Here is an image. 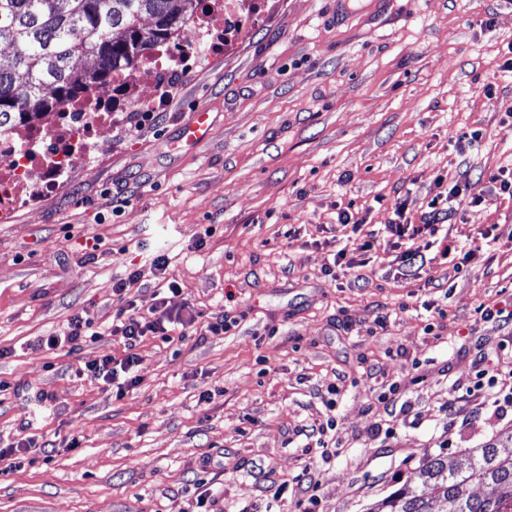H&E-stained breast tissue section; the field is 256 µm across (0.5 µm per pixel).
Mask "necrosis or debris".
Returning <instances> with one entry per match:
<instances>
[{"instance_id":"necrosis-or-debris-1","label":"necrosis or debris","mask_w":512,"mask_h":512,"mask_svg":"<svg viewBox=\"0 0 512 512\" xmlns=\"http://www.w3.org/2000/svg\"><path fill=\"white\" fill-rule=\"evenodd\" d=\"M213 15V30L201 24L189 28L179 44L144 75L142 87L157 91L160 83L171 78L174 63L191 61L208 34L228 39L240 34L250 19V7L247 0H218ZM112 97L111 88H93L86 92L84 102L49 113L36 123L0 132V218H7L63 172L86 165L97 149L98 131L111 125L118 109Z\"/></svg>"}]
</instances>
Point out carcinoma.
<instances>
[{
	"label": "carcinoma",
	"mask_w": 512,
	"mask_h": 512,
	"mask_svg": "<svg viewBox=\"0 0 512 512\" xmlns=\"http://www.w3.org/2000/svg\"><path fill=\"white\" fill-rule=\"evenodd\" d=\"M206 0H0V129L25 124L175 42ZM369 512H501L512 504V442H489L464 464L442 455ZM482 485L491 493L470 492Z\"/></svg>",
	"instance_id": "1"
}]
</instances>
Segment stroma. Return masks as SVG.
Segmentation results:
<instances>
[{
    "instance_id": "35a3bbf8",
    "label": "stroma",
    "mask_w": 512,
    "mask_h": 512,
    "mask_svg": "<svg viewBox=\"0 0 512 512\" xmlns=\"http://www.w3.org/2000/svg\"><path fill=\"white\" fill-rule=\"evenodd\" d=\"M511 56L512 0H269L231 48L201 47L150 120L136 102L117 113L88 166L0 220V448L55 444L0 469V512H193L202 494L213 512H297L273 485L306 469L323 512H368L419 486L429 457L511 435L512 406L481 412L467 391L475 358L512 329L478 311L512 298V249L458 270L439 257L490 227L512 236V198L489 181L512 168ZM199 106L212 127L190 147ZM462 172L485 200L460 207L421 269L342 240L338 210L378 230ZM341 248L366 260L364 279L326 275ZM154 252L173 256L168 309L230 328L145 339L141 381L118 400L79 369L122 356V339L38 342L76 316L110 323L112 281L132 270L149 311ZM389 386L392 436L377 403ZM331 415L341 449L325 460L300 430Z\"/></svg>"
}]
</instances>
